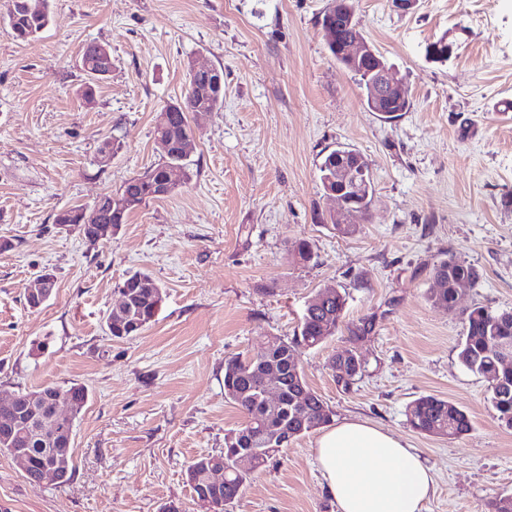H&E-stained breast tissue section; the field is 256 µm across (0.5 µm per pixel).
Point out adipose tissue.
Returning <instances> with one entry per match:
<instances>
[{"mask_svg":"<svg viewBox=\"0 0 512 512\" xmlns=\"http://www.w3.org/2000/svg\"><path fill=\"white\" fill-rule=\"evenodd\" d=\"M315 456L339 512H424L432 471L382 428L362 420L333 425L318 437Z\"/></svg>","mask_w":512,"mask_h":512,"instance_id":"1","label":"adipose tissue"}]
</instances>
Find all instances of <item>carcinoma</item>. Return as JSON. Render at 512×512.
<instances>
[{"label":"carcinoma","mask_w":512,"mask_h":512,"mask_svg":"<svg viewBox=\"0 0 512 512\" xmlns=\"http://www.w3.org/2000/svg\"><path fill=\"white\" fill-rule=\"evenodd\" d=\"M50 22L49 6L40 13H30L24 8V0H10L6 15V33L15 40L28 41L36 37ZM100 44L88 43L82 49L81 67L89 82L84 85L81 95L91 99L95 94L96 76L101 66ZM224 88L213 86V77L195 75L188 78L184 98L179 108L169 112L165 120L156 123L155 139L169 142L170 149L163 154L164 161L143 173L126 180L121 190L128 196L131 206L125 211L102 209L97 222L101 224H125L131 210L157 198L159 185L168 171L177 168L183 179H188L187 155L180 150V144L191 136L190 114L198 110L209 112L221 107ZM57 224H76L84 239L96 242L93 225L87 221L83 207L74 206L57 212ZM314 258L312 244L307 240L295 243L292 262L306 266ZM433 277L439 287L430 289L434 305L450 311L457 309L458 286L466 283L475 286L481 279L479 270L472 264L454 256L440 260L433 268ZM126 300V318L120 327L112 328L111 336L126 338L138 335L155 317L163 299L161 286L146 273L129 276L120 287ZM347 299L338 288L327 294L316 292L307 302L305 312L294 335L265 347L264 353L256 356L236 355L224 360V397L238 406L245 420L255 422L264 428V435L251 437L242 434V428L228 431L224 435V451L218 454L229 467L224 484L215 487L208 482V469L213 456H200L187 467L186 479L194 493L206 492L214 502L227 505L238 499L250 477V473L266 469L276 455L296 439L329 423L333 411L315 391L304 398L299 396L295 377L300 367L297 362L298 350L315 348L333 336L343 322ZM464 325V336L457 344L460 364L467 370L487 378L490 382V402L496 418L505 427L512 428V310L493 311L475 306L460 312ZM373 322L364 319L350 328V346L329 360V366L336 382L349 389L363 372L362 363L355 360V344L369 333ZM508 351H502L503 346ZM274 366L281 372L279 403L276 409L267 407L265 372ZM78 406L83 407L89 399L88 390L73 383L61 388ZM32 392L13 391L0 396V424L10 420L12 413L29 402ZM409 426L420 434H436L458 439L469 434L472 421L467 412L448 400L435 395H422L406 408ZM24 451L30 466L23 474L33 487L38 486V476L44 460L50 456L64 458L66 478L74 472L73 450L55 448L35 433H27L16 445L0 442V453L10 456ZM251 451L255 464L252 472L243 473L236 469L237 457Z\"/></svg>","instance_id":"1"}]
</instances>
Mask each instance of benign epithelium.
Returning a JSON list of instances; mask_svg holds the SVG:
<instances>
[{"label": "benign epithelium", "mask_w": 512, "mask_h": 512, "mask_svg": "<svg viewBox=\"0 0 512 512\" xmlns=\"http://www.w3.org/2000/svg\"><path fill=\"white\" fill-rule=\"evenodd\" d=\"M341 11L343 24L352 30V36L345 39L341 37V33L335 34L327 27V39L336 49V62L363 74L370 110L383 114L390 111L394 104L409 101L405 83L392 77V68L386 59L365 38L356 19L355 9L343 3ZM453 52L454 46L448 44L446 34L427 46L428 57L441 62L448 61ZM330 161L336 163V171L343 174V179L337 181L336 189L328 191V194L336 200L337 213L351 220L363 210L364 201L349 193V185L358 175L366 174L365 159L360 155L339 150L330 157ZM104 204L120 210L127 206V201L119 192L103 195L90 206L91 214H97ZM54 286L55 277L47 271L31 279L26 295L29 307L38 309L44 305L53 294ZM39 399L48 411L38 416L35 409L29 406L18 410L5 428L3 439L6 442H15L20 432L27 427L43 437H59L62 421L70 419L73 412L71 399L55 389L42 393Z\"/></svg>", "instance_id": "1"}]
</instances>
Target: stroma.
Returning <instances> with one entry per match:
<instances>
[{"label":"stroma","mask_w":512,"mask_h":512,"mask_svg":"<svg viewBox=\"0 0 512 512\" xmlns=\"http://www.w3.org/2000/svg\"><path fill=\"white\" fill-rule=\"evenodd\" d=\"M332 0H49L51 20L22 42L0 30V393L84 385L70 481L30 486L0 455V512H158L174 500L203 512L186 481L191 460L224 449L244 420L224 398V361L292 337L316 291L347 298L343 327L301 350L299 366L334 421L366 420L416 448L435 474L424 512H487L512 495V429L489 382L464 368L458 314L429 300L448 256L479 269L462 308L512 310V0H354L363 33L409 90L393 121L368 109L357 76L334 60L319 20ZM449 61L426 54L442 35ZM112 52L93 101L79 90L84 45ZM222 70L224 103L190 118L189 178L134 209L96 243L55 224L161 163L153 135L185 93L190 63ZM474 129L461 137L460 125ZM118 142L109 159L98 150ZM362 154L374 192L358 233L329 220L319 166L331 150ZM309 240L315 262L288 260ZM54 274L51 298L26 291ZM142 271L164 301L138 335L107 320L124 280ZM365 362L351 388L329 359L349 328ZM435 395L466 410L470 434L421 435L408 404ZM318 431L282 450L226 512H338L315 458ZM55 282V277L47 271L39 273L37 277H33L26 295L29 307L38 309L44 305L53 294Z\"/></svg>","instance_id":"1"}]
</instances>
